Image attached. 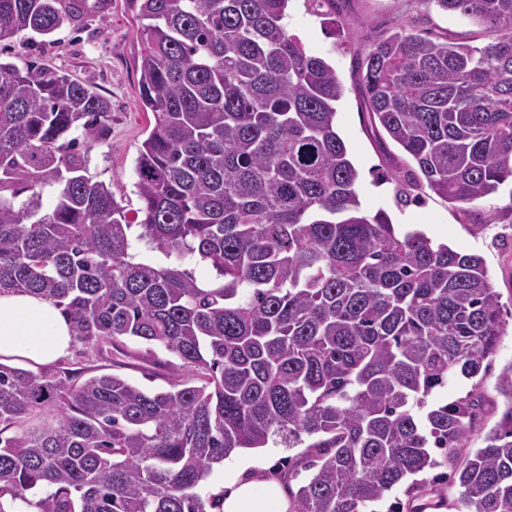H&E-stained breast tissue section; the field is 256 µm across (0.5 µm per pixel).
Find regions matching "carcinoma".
Returning a JSON list of instances; mask_svg holds the SVG:
<instances>
[{
	"mask_svg": "<svg viewBox=\"0 0 512 512\" xmlns=\"http://www.w3.org/2000/svg\"><path fill=\"white\" fill-rule=\"evenodd\" d=\"M84 0H0V42L44 38ZM290 0H133L140 104L137 241L80 130L110 102L32 59H0V290L54 301L102 357L182 373L147 390L113 373L0 364V512H221L197 488L239 448L309 449L290 512H382L450 470L466 512H512V361L483 447L477 377L503 336L484 259L362 208L336 131L345 86L288 31ZM482 46L408 23L359 61L367 114L414 162L397 190L469 215L512 182V0H419ZM203 263L198 279L185 264ZM161 348L174 360L160 359ZM10 496V508L1 498Z\"/></svg>",
	"mask_w": 512,
	"mask_h": 512,
	"instance_id": "obj_1",
	"label": "carcinoma"
}]
</instances>
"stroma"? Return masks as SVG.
I'll use <instances>...</instances> for the list:
<instances>
[{
    "instance_id": "obj_1",
    "label": "stroma",
    "mask_w": 512,
    "mask_h": 512,
    "mask_svg": "<svg viewBox=\"0 0 512 512\" xmlns=\"http://www.w3.org/2000/svg\"><path fill=\"white\" fill-rule=\"evenodd\" d=\"M135 14L130 0H85L80 20L57 30L51 43L38 44L29 32L10 40L6 51L18 65L41 58L49 67L110 100L112 112L103 139L86 145V167L89 175L110 186L125 206L129 221L137 224L143 215L134 193L135 160L155 120L140 106L137 58L142 35ZM401 20L460 41L472 37L473 28L465 19L426 8L420 0H338L335 14L323 16L307 11L304 0H290L288 8L289 31L298 35L312 54L325 58L345 86V94L336 105V129L358 170L363 208L371 213L385 211L399 227L422 230L434 241L457 251L481 255L504 310L511 313L499 351L481 382L486 398L483 421L490 427L502 407L497 377L512 361V193L500 190L473 205L467 217L432 193L422 203L398 207L396 184L389 175L403 153L381 128L371 125L357 62L369 44ZM306 455L303 448L238 450L213 469L201 482L199 492L204 496L216 493L221 482L239 477L245 462L251 471L298 489L308 476ZM419 481L415 495L396 489L388 495V502L396 504L399 512H410L414 499H441L445 502L441 512H455L458 494L448 488L447 469L424 472Z\"/></svg>"
}]
</instances>
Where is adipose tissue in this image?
I'll return each instance as SVG.
<instances>
[{
    "label": "adipose tissue",
    "mask_w": 512,
    "mask_h": 512,
    "mask_svg": "<svg viewBox=\"0 0 512 512\" xmlns=\"http://www.w3.org/2000/svg\"><path fill=\"white\" fill-rule=\"evenodd\" d=\"M69 318L52 300L18 291L0 293V363L45 366L75 343ZM223 512H289L284 483L256 476L224 484Z\"/></svg>",
    "instance_id": "1"
}]
</instances>
